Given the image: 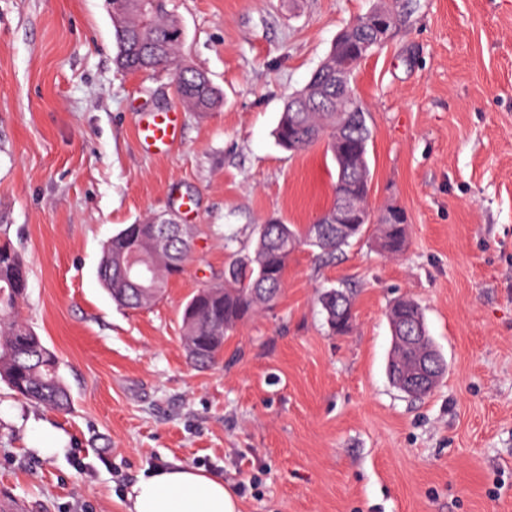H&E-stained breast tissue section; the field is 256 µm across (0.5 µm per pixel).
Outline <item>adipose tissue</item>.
<instances>
[{
    "mask_svg": "<svg viewBox=\"0 0 512 512\" xmlns=\"http://www.w3.org/2000/svg\"><path fill=\"white\" fill-rule=\"evenodd\" d=\"M127 512H240L223 478L189 465L158 467L131 484Z\"/></svg>",
    "mask_w": 512,
    "mask_h": 512,
    "instance_id": "ef3b65f1",
    "label": "adipose tissue"
}]
</instances>
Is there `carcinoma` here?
<instances>
[{
    "label": "carcinoma",
    "instance_id": "cac0c4a2",
    "mask_svg": "<svg viewBox=\"0 0 512 512\" xmlns=\"http://www.w3.org/2000/svg\"><path fill=\"white\" fill-rule=\"evenodd\" d=\"M117 47L115 62L130 73L165 69L173 77L179 98L192 112H208L220 99L219 90L207 73L188 63L182 55L185 32L180 18L168 9L169 0L142 7L141 0H110ZM391 25L398 26L407 12L394 0L389 6H375ZM361 18L350 21L332 43L327 57L312 72L307 84L285 103L278 122L277 145L292 154L318 142L326 144L337 168L332 206L317 219L323 232L310 226L288 224L271 218L256 228L253 250H241L224 267V282L210 285L187 302L183 312V340L187 357L197 367L215 363L224 351V337L258 311L272 306L284 280L288 259L300 246L333 256L359 239L371 223L368 206L370 170L367 145L372 129L368 112L358 99L356 112L336 111V62L358 66L380 50L360 29ZM345 207L351 223H336V209ZM156 216L128 224L106 247L97 275L112 299L124 307L145 308L138 287L127 283L120 270V257L135 242L150 247L153 278L158 287L184 268L192 253L191 236L165 247L155 246ZM407 224L398 207L387 210L378 238L379 249L395 257L406 246ZM28 286V267L7 231L0 230V380L23 398L65 412L71 396L60 374L55 353L42 338L18 317L17 309ZM319 303L326 312L330 329L338 334L348 330L352 320V297L343 288L323 291ZM390 325L411 342L392 350L387 373L394 386L411 371L414 359L433 344L421 306L412 298L395 302L389 310Z\"/></svg>",
    "mask_w": 512,
    "mask_h": 512
}]
</instances>
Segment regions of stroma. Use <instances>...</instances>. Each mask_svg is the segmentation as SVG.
I'll use <instances>...</instances> for the list:
<instances>
[{
    "mask_svg": "<svg viewBox=\"0 0 512 512\" xmlns=\"http://www.w3.org/2000/svg\"><path fill=\"white\" fill-rule=\"evenodd\" d=\"M377 3L171 0L185 60L222 94L198 114L166 72L117 68L106 0H0V225L30 271L19 315L72 399L62 413L0 382V500L127 512L129 484L180 463L223 477L241 512H512V0H412L354 72L374 130L369 207L404 211L403 253L381 254L371 231L331 258L298 249L276 304L214 364L183 347V308L223 281L228 240L331 206V154L285 152L274 129ZM170 110L181 140L146 152L139 121ZM170 211L194 233L191 259L153 306H117L97 278L105 245ZM332 287L353 297L340 335L318 302ZM401 297L447 363L419 399L387 375ZM45 427L62 453L39 452Z\"/></svg>",
    "mask_w": 512,
    "mask_h": 512,
    "instance_id": "35a3bbf8",
    "label": "stroma"
}]
</instances>
